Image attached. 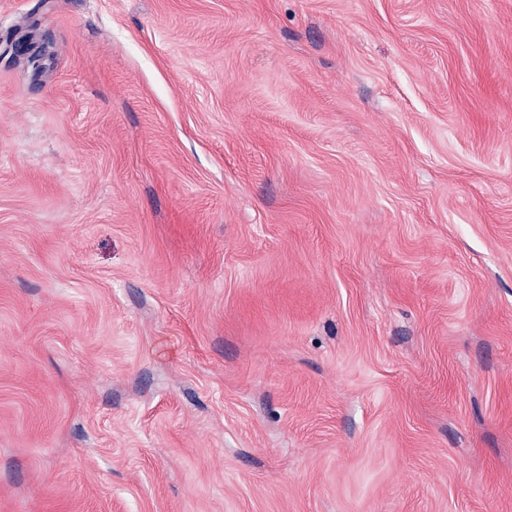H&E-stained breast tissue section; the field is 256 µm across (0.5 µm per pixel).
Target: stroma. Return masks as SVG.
<instances>
[{
  "mask_svg": "<svg viewBox=\"0 0 512 512\" xmlns=\"http://www.w3.org/2000/svg\"><path fill=\"white\" fill-rule=\"evenodd\" d=\"M0 512H512V0H0Z\"/></svg>",
  "mask_w": 512,
  "mask_h": 512,
  "instance_id": "1",
  "label": "stroma"
}]
</instances>
